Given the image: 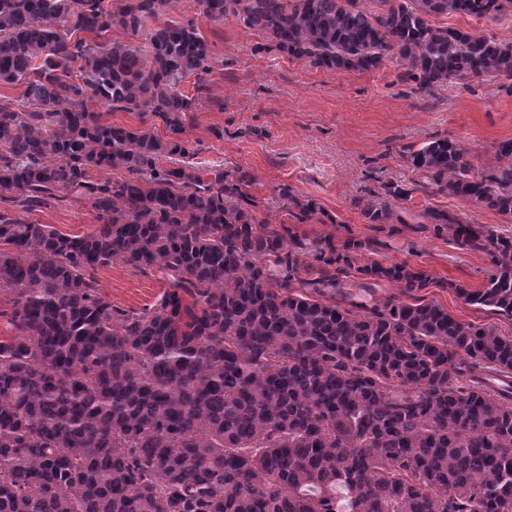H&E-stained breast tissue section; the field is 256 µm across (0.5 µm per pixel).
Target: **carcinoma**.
<instances>
[{
  "instance_id": "cac0c4a2",
  "label": "carcinoma",
  "mask_w": 512,
  "mask_h": 512,
  "mask_svg": "<svg viewBox=\"0 0 512 512\" xmlns=\"http://www.w3.org/2000/svg\"><path fill=\"white\" fill-rule=\"evenodd\" d=\"M172 0H0V512H505L512 507V336L461 322L406 264H364L366 243L308 246L255 214L247 177L185 162L211 71L195 19L158 23ZM316 68L386 61L417 90L512 80V42L430 18L512 16V0H199ZM141 45L92 44L114 27ZM149 113L170 138L102 122ZM412 166L462 201L512 217V140L473 173L435 140ZM96 169L126 175L101 180ZM68 194L102 221L69 237L21 219ZM300 224L316 203L293 198ZM365 218L393 219L370 200ZM433 232L489 255L464 304L512 318V237L435 211ZM312 257L318 269L306 263ZM170 280L142 311L112 304L98 267ZM384 280L399 294L367 303Z\"/></svg>"
}]
</instances>
